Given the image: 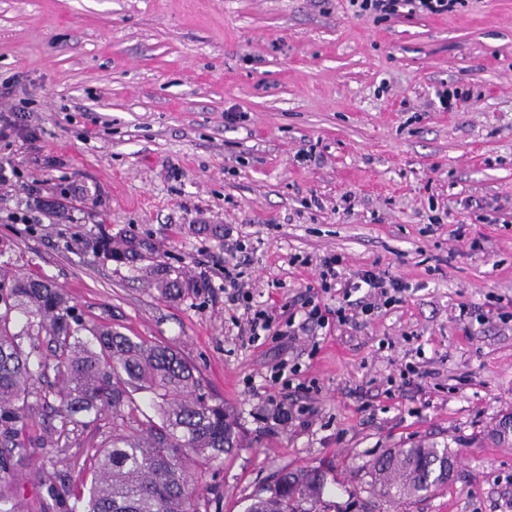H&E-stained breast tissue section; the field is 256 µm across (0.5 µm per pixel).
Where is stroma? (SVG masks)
I'll use <instances>...</instances> for the list:
<instances>
[{
	"mask_svg": "<svg viewBox=\"0 0 512 512\" xmlns=\"http://www.w3.org/2000/svg\"><path fill=\"white\" fill-rule=\"evenodd\" d=\"M1 83L0 105L32 110L0 138L17 171L0 265L194 364L244 437L196 476L208 512L315 467L336 512H512V0L387 19L349 0H0ZM450 86L470 100L447 112ZM103 231L149 239L152 259L104 260ZM326 253L400 277L403 303L329 335L241 338L225 262L248 255L284 320L318 279L299 257ZM155 259L208 288L162 296ZM281 362L302 388L271 383ZM408 365L425 375L404 386ZM111 434L107 418L27 455L74 474ZM432 443L455 460L448 485L409 505L371 493L374 461Z\"/></svg>",
	"mask_w": 512,
	"mask_h": 512,
	"instance_id": "35a3bbf8",
	"label": "stroma"
}]
</instances>
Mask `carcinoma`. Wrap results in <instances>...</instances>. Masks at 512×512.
Wrapping results in <instances>:
<instances>
[{
  "label": "carcinoma",
  "instance_id": "1",
  "mask_svg": "<svg viewBox=\"0 0 512 512\" xmlns=\"http://www.w3.org/2000/svg\"><path fill=\"white\" fill-rule=\"evenodd\" d=\"M93 250L123 263L152 253L150 242L109 234ZM154 286L181 297L201 284L159 262ZM50 354L40 353L41 336ZM54 373V382L48 381ZM50 388L58 406L33 414L28 399ZM154 395L153 415L133 393ZM112 414V438L73 476L33 470L62 512H201L194 472L242 445L237 422L224 403L200 393L194 366L173 346L135 341L85 320L68 297L47 280L8 275L0 269V512H19L17 472L27 448H60L75 430ZM452 455L435 445L395 448L372 466L373 493L408 504L440 488ZM325 472L285 471L248 497L245 512H331L323 499Z\"/></svg>",
  "mask_w": 512,
  "mask_h": 512
}]
</instances>
